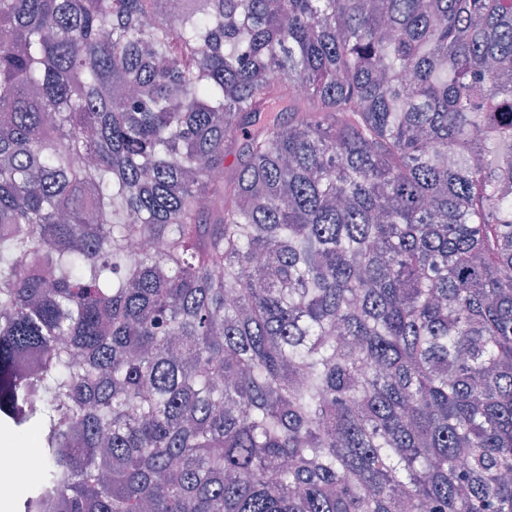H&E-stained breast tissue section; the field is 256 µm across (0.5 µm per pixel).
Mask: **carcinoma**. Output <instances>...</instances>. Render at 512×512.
<instances>
[{
	"instance_id": "carcinoma-1",
	"label": "carcinoma",
	"mask_w": 512,
	"mask_h": 512,
	"mask_svg": "<svg viewBox=\"0 0 512 512\" xmlns=\"http://www.w3.org/2000/svg\"><path fill=\"white\" fill-rule=\"evenodd\" d=\"M30 422L23 512H512V0H0Z\"/></svg>"
}]
</instances>
